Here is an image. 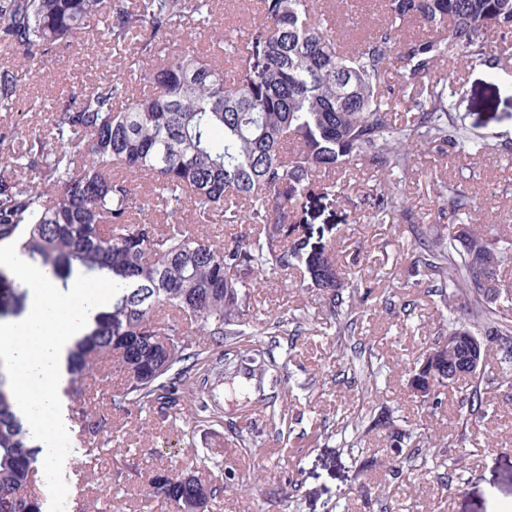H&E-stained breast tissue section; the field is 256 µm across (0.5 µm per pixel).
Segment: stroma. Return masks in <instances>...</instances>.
Masks as SVG:
<instances>
[{"label":"stroma","instance_id":"35a3bbf8","mask_svg":"<svg viewBox=\"0 0 512 512\" xmlns=\"http://www.w3.org/2000/svg\"><path fill=\"white\" fill-rule=\"evenodd\" d=\"M251 8L250 0H216L212 26L185 25L183 45L206 51L215 31L249 24ZM489 55L486 65L445 62L439 68L458 88L452 114L483 143L480 155L422 146L407 171H355L346 199L315 191L297 213L298 224L328 227L340 263L361 258L372 293L354 332L337 338L324 300L304 287L303 272L295 269L288 286L267 283L252 293L251 328L284 309L299 312L277 349L290 358L287 384L274 388L241 373L233 382H214L220 416L211 422L197 417L190 398L179 410L116 407L111 400L123 379L113 375L96 398L112 417L96 461L84 456L79 425L71 427L65 512H76L81 499L91 512L106 506L111 512H172L150 495L149 477L159 467L219 486L225 468H232L243 489L222 491L205 512H512V353L494 337H483L480 373L448 389L437 406L411 397L405 374L406 363L433 341L439 326L427 285H414L409 275L414 246L406 223H438L440 211L451 208V187L458 186L483 223L512 239V83L501 80L512 73V34L495 40ZM124 67L123 58L109 57L105 46L76 41L64 56L45 57L23 72L20 98L13 110L0 111V125L48 131L50 104ZM383 190L407 199L410 216L377 217L374 198ZM342 345L379 370L374 391L352 382L340 359ZM475 388L485 416L460 424L462 402ZM270 392L282 397L292 419L291 433L281 439L257 402ZM380 410L397 426L431 436L437 445L432 464L422 466L407 448L399 471H390L384 459L393 450L384 431L360 440L345 431L346 423ZM460 445L466 449L462 457L456 454ZM284 487L289 497H280Z\"/></svg>","mask_w":512,"mask_h":512}]
</instances>
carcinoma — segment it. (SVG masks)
Returning <instances> with one entry per match:
<instances>
[{
    "label": "carcinoma",
    "mask_w": 512,
    "mask_h": 512,
    "mask_svg": "<svg viewBox=\"0 0 512 512\" xmlns=\"http://www.w3.org/2000/svg\"><path fill=\"white\" fill-rule=\"evenodd\" d=\"M383 19L348 45L335 31L333 0H256L247 32L226 31L212 44L226 69L177 44L187 17L208 26L215 0H0V47L18 68L70 48L85 36L129 54L123 73L84 87L51 107L49 137L37 131L17 142L0 131V245L16 243L31 262L52 268L67 285L84 274L121 285L68 349L69 417L83 422L85 456L100 453L98 436L112 428L86 397L109 385L110 362L124 379L113 404L175 408L206 393L204 351L185 321L227 344L237 366L274 386L288 379V360L273 355L276 338L297 316L283 312L266 324L268 342L247 340L252 315L249 272L259 279L297 266L338 318V334L357 325L363 278L338 268L324 233L297 237L294 219L308 193L342 198L349 176L405 171L421 145H449L475 155L481 144L454 124L438 76L439 64L483 63L495 35L512 33V0H380ZM424 32L404 34L407 22ZM400 65L405 87L427 81V97L404 124L392 120ZM19 99L14 68H0V110ZM151 183L144 194L137 180ZM402 201L380 194L376 210L395 214ZM467 196L451 204L446 224H410L420 250L411 273L436 284L447 312L435 342L413 362L411 382L441 403L454 352L480 327L512 350V324L495 320L496 304L512 292L500 268L512 242L472 224H458ZM223 224L234 233L217 246L191 225ZM317 241H312V238ZM469 301L468 320L448 309V293ZM28 289L0 268V320L23 313ZM269 424L281 431L286 413L277 398L260 397ZM393 447L428 444L377 416ZM40 447L13 412L0 375V512H42L31 481ZM28 466L19 468L17 459ZM152 495L174 512H202L220 493L199 477L153 473Z\"/></svg>",
    "instance_id": "carcinoma-1"
}]
</instances>
